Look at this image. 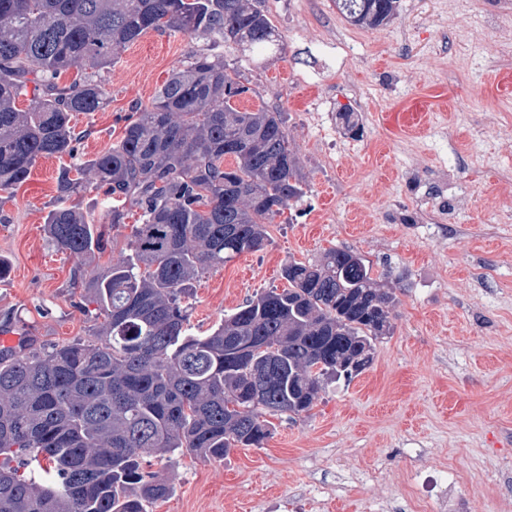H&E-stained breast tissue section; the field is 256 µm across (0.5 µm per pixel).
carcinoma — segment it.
Instances as JSON below:
<instances>
[{"mask_svg": "<svg viewBox=\"0 0 512 512\" xmlns=\"http://www.w3.org/2000/svg\"><path fill=\"white\" fill-rule=\"evenodd\" d=\"M397 2L336 8L353 25L380 27ZM166 30L263 58L283 49L251 0H0V193L42 157L75 156L73 119L108 102L99 72L143 34ZM73 67L81 74L59 83ZM252 92L238 68L202 50L127 118L117 143L59 171L44 231L76 259L82 311L104 321L49 350L34 339L0 349V512H148L172 485L147 458L261 448L275 429L264 415L306 413L327 384L370 366L396 296L349 248L288 263V287L192 332L199 275L263 250L266 225L303 196L284 113L234 104ZM90 186L113 201L110 224L140 211L128 254L100 269L105 226L72 203Z\"/></svg>", "mask_w": 512, "mask_h": 512, "instance_id": "obj_1", "label": "carcinoma"}]
</instances>
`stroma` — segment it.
Returning <instances> with one entry per match:
<instances>
[{
    "instance_id": "obj_1",
    "label": "stroma",
    "mask_w": 512,
    "mask_h": 512,
    "mask_svg": "<svg viewBox=\"0 0 512 512\" xmlns=\"http://www.w3.org/2000/svg\"><path fill=\"white\" fill-rule=\"evenodd\" d=\"M284 40L256 65L218 54L254 89L240 103L287 117L303 196L267 227L269 242L205 271L191 326L210 332L256 294L285 288L293 260L349 247L385 276L397 303L370 367L335 383L306 414L275 418L260 448L221 459L155 458L174 491L149 512H430L418 471L448 470L464 512H512V50L488 26L496 0H399L390 24L347 22L334 0H253ZM181 32L143 35L101 77L105 111L74 120L87 160L123 133L175 68L207 48ZM355 112L359 133L344 129ZM73 157V158H76ZM72 157L37 160L0 196V325L39 345L88 338L72 289L75 260L43 231L56 177Z\"/></svg>"
}]
</instances>
